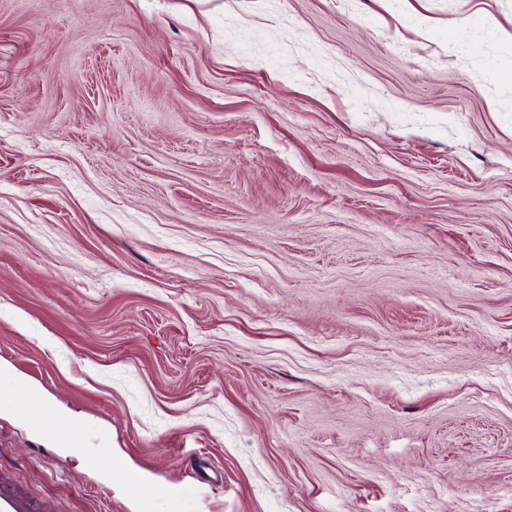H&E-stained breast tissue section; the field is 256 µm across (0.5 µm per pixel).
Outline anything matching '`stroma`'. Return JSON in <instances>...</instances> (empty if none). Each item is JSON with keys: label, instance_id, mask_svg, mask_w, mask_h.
<instances>
[{"label": "stroma", "instance_id": "obj_1", "mask_svg": "<svg viewBox=\"0 0 512 512\" xmlns=\"http://www.w3.org/2000/svg\"><path fill=\"white\" fill-rule=\"evenodd\" d=\"M1 375L48 512H512V0H0ZM24 395L29 399L34 407L31 413H28L30 416L42 422L46 420L55 422V435L58 447L73 451L85 465H97V459L95 457L84 453V448H81V442L75 436L71 423L60 421L57 418L55 410H53L41 397L33 394L32 392H26Z\"/></svg>", "mask_w": 512, "mask_h": 512}]
</instances>
